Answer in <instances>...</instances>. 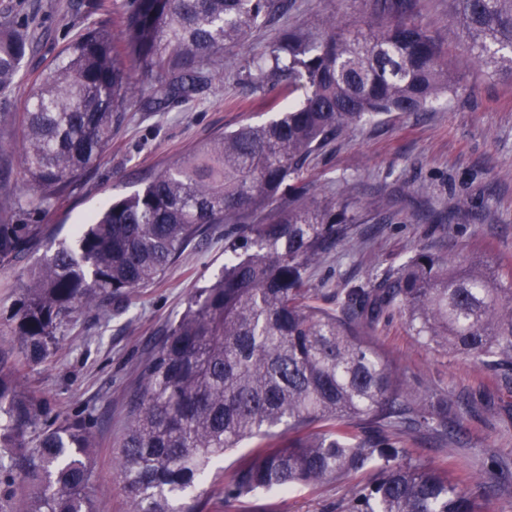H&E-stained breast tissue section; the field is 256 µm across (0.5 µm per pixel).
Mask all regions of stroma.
<instances>
[{
  "label": "stroma",
  "instance_id": "stroma-1",
  "mask_svg": "<svg viewBox=\"0 0 512 512\" xmlns=\"http://www.w3.org/2000/svg\"><path fill=\"white\" fill-rule=\"evenodd\" d=\"M99 0H0V14L35 36L13 93L0 111L18 110L36 76L78 31ZM372 0H290L286 13L226 45L221 74L187 102L165 111L135 102L87 177L43 215L18 214L19 224H45L54 238L73 231L113 199L140 189L144 179L216 135L272 114L254 84L249 62L291 28L318 29L336 16L361 25ZM416 20L448 57L455 92L420 112H394L348 130L314 154L309 173L321 197L348 203L366 216L350 241L310 271V281L334 301L337 289L398 265L422 244L436 251L485 253L512 264V77L475 63L449 0H417ZM53 238V239H54ZM51 241V240H50ZM41 240L16 260L0 263V335L13 324L28 272L48 254ZM224 268V228L191 244L163 275L113 300L107 315L82 313L60 338L52 360L30 366L25 383L39 389L51 415L90 420L98 446L92 484L101 512H128L112 462L127 429V395L142 363L195 289ZM374 341L417 390L448 394V449L416 443L417 454L459 456L471 480L487 486L488 512H512V389L473 362L420 346L399 315L381 321ZM500 471H492V462ZM345 485L272 490L215 512H332Z\"/></svg>",
  "mask_w": 512,
  "mask_h": 512
}]
</instances>
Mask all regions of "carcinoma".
<instances>
[{
    "label": "carcinoma",
    "instance_id": "carcinoma-1",
    "mask_svg": "<svg viewBox=\"0 0 512 512\" xmlns=\"http://www.w3.org/2000/svg\"><path fill=\"white\" fill-rule=\"evenodd\" d=\"M289 0H131L112 22L88 21L39 75L18 112H0V261L44 229L13 224L9 153L46 213L112 142L128 107L188 101L224 45L288 10ZM477 63L512 75V0H453ZM415 0H374L364 27L334 19L289 29L253 65L278 115L243 124L167 165L109 204L33 269L0 340V512H13L17 476L31 482L25 512H99L90 485L95 437L82 419L41 427L44 401L22 371L52 357L61 329L164 274L215 224L224 271L187 303L141 366L129 426L115 450L131 512H205L261 491L353 480L336 512H486L481 483L426 462L410 445L448 439V395L419 394L376 346L393 312L416 340L512 377V269L420 246L401 264L336 291V307L307 286L310 267L353 235L347 206L320 198L311 156L343 131L392 112H420L453 90L448 65L414 20ZM33 34L0 17V92L14 86ZM218 489L192 494L213 459L245 441Z\"/></svg>",
    "mask_w": 512,
    "mask_h": 512
}]
</instances>
